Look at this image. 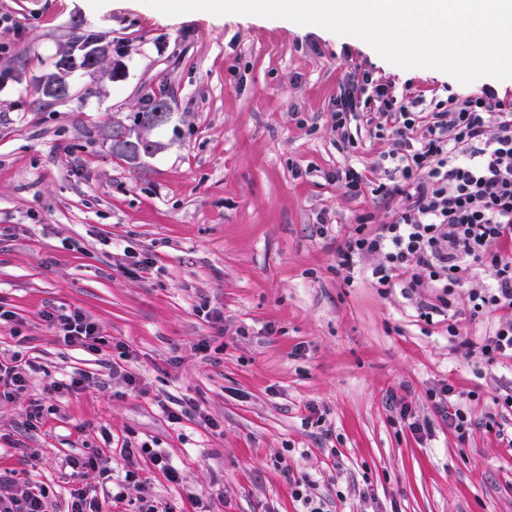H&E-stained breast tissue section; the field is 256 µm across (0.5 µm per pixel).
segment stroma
Wrapping results in <instances>:
<instances>
[{
  "mask_svg": "<svg viewBox=\"0 0 512 512\" xmlns=\"http://www.w3.org/2000/svg\"><path fill=\"white\" fill-rule=\"evenodd\" d=\"M77 29L121 51L122 76L76 72L77 96L35 106ZM357 66L399 87L453 81L314 25L168 16L145 0H0V306L15 314L0 327V359L21 349L37 366L24 393L0 401V477L43 484L61 507L87 486L104 512H138L145 499L175 512H304L292 486L304 478L329 512H512V450L481 421L512 426L498 403L512 363L480 354L495 318L469 301L491 269L470 272L428 324L401 289L348 278L336 240L319 232V214L342 239L400 204L329 178L353 164L373 183L391 179L374 165L373 126L359 122L350 145L336 136L331 104ZM161 94L173 117L151 137L164 148L129 168L102 127ZM135 257L152 258L153 274L129 273ZM51 309L82 310L106 346L66 345L40 317ZM74 371L88 375L81 390L44 397L46 382ZM446 384L474 396L480 421L463 442L429 399ZM38 397L32 428L24 412ZM402 401L419 431L400 419ZM310 404L330 433L308 421ZM130 443L167 453L180 483L149 465L124 482ZM67 454L99 456L111 472L75 480ZM366 488L374 501H362Z\"/></svg>",
  "mask_w": 512,
  "mask_h": 512,
  "instance_id": "obj_1",
  "label": "stroma"
}]
</instances>
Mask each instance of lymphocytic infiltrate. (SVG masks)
<instances>
[{
  "label": "lymphocytic infiltrate",
  "mask_w": 512,
  "mask_h": 512,
  "mask_svg": "<svg viewBox=\"0 0 512 512\" xmlns=\"http://www.w3.org/2000/svg\"><path fill=\"white\" fill-rule=\"evenodd\" d=\"M333 107L336 134L344 140L352 120L382 117L376 136L386 148L379 160L392 164L398 179L375 189L383 199L400 201L382 224L356 227L336 251L338 266L352 270L368 259L377 287L410 295L436 289L434 299L417 304L428 323L444 315L472 267L491 268V282L469 295L474 312L497 316L480 350L488 361H512V100L490 87L427 98L357 68ZM41 318L68 346L99 352L100 330L81 311H45ZM431 398L443 421L466 438L470 397L446 384ZM50 507L42 484L16 491L0 480V512Z\"/></svg>",
  "instance_id": "1"
}]
</instances>
